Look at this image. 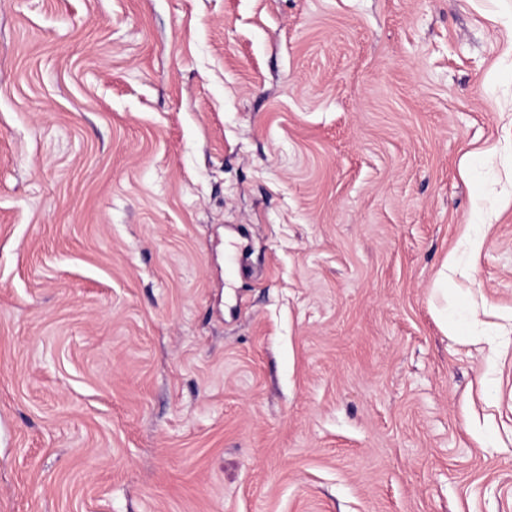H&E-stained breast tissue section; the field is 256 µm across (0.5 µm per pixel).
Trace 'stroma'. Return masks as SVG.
<instances>
[{"label": "stroma", "mask_w": 512, "mask_h": 512, "mask_svg": "<svg viewBox=\"0 0 512 512\" xmlns=\"http://www.w3.org/2000/svg\"><path fill=\"white\" fill-rule=\"evenodd\" d=\"M0 512H512V0H0Z\"/></svg>", "instance_id": "35a3bbf8"}]
</instances>
